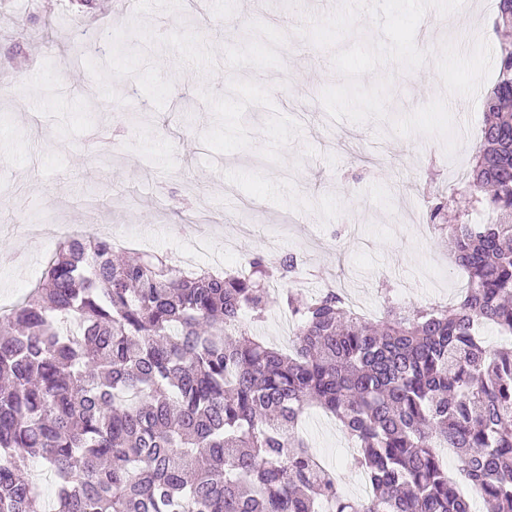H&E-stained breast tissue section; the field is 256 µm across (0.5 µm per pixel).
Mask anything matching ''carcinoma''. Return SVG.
<instances>
[{"instance_id":"carcinoma-1","label":"carcinoma","mask_w":512,"mask_h":512,"mask_svg":"<svg viewBox=\"0 0 512 512\" xmlns=\"http://www.w3.org/2000/svg\"><path fill=\"white\" fill-rule=\"evenodd\" d=\"M495 28L512 29V0ZM465 192L495 215L427 226L453 243L460 301L354 312L328 288L279 303L298 320L292 351L252 336L267 283L297 259L254 253L247 269L184 276L169 261L88 236L64 241L43 278L0 316V512H36L27 475L43 460L54 512H473L439 453L451 448L485 512H512V42L500 44ZM315 406L339 422L369 491L349 496L296 432Z\"/></svg>"}]
</instances>
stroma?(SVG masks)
<instances>
[{"label":"stroma","instance_id":"obj_1","mask_svg":"<svg viewBox=\"0 0 512 512\" xmlns=\"http://www.w3.org/2000/svg\"><path fill=\"white\" fill-rule=\"evenodd\" d=\"M331 2L0 0V303L42 275L37 217L65 235L115 225L126 250L219 252L231 271L293 254L302 296L333 285L375 314L385 287L402 306L456 301L467 280L447 241L414 225L452 189L454 160L390 120L444 99L471 164L497 76L491 0L428 10L415 37L426 63L383 66L389 118L362 124L329 116L331 53L296 33ZM300 431L356 493L336 420L311 408Z\"/></svg>","mask_w":512,"mask_h":512}]
</instances>
